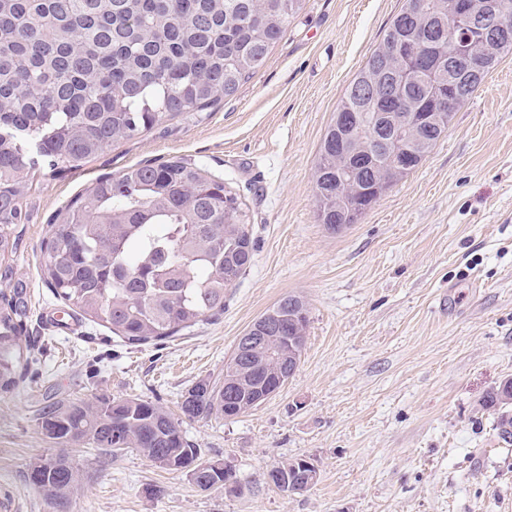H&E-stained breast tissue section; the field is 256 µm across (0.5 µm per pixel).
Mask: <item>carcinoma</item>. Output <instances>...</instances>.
Returning a JSON list of instances; mask_svg holds the SVG:
<instances>
[{
  "instance_id": "carcinoma-1",
  "label": "carcinoma",
  "mask_w": 512,
  "mask_h": 512,
  "mask_svg": "<svg viewBox=\"0 0 512 512\" xmlns=\"http://www.w3.org/2000/svg\"><path fill=\"white\" fill-rule=\"evenodd\" d=\"M303 0H0V257L14 253L13 225L24 219L23 199L46 162L57 172L81 169L115 143L152 129L166 118L200 117L233 96L261 67L282 38ZM418 11L400 10L382 41L347 86L337 111L362 97L364 109L350 133L363 165L349 175L353 157L336 144V123L322 138L315 163V198L320 223L331 232L354 224L381 193L410 173L394 164L393 152L374 141L378 116L390 111L384 88L403 65L394 46L416 40L433 62L463 32L448 31L455 0H414ZM500 22L508 37L491 45L479 74L462 61L454 87L472 96L501 55L512 52V0ZM404 85L405 99L431 113L409 146L424 160L448 131L454 111L438 106V84ZM54 256L47 283L57 298L105 322L131 344L172 339L224 312L228 289L252 261L247 215L224 180L183 160L140 163L97 179L50 225ZM288 316V339L302 348L309 317L300 298L279 301ZM19 293L0 305V393L15 391L25 360ZM279 341L255 344L227 372L235 387L231 412L224 411V385L197 382L181 403L190 419L241 416L257 406L256 386L282 368ZM497 414L495 430L512 442V378L483 397ZM38 427L67 446L88 441L109 453L134 448L156 467L180 471L200 450L163 406L140 397L95 396L58 401L38 414ZM302 458L276 469L299 494ZM26 479L50 504L63 509L84 475L63 452L29 462ZM195 485L224 486V472L207 471Z\"/></svg>"
}]
</instances>
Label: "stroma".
Masks as SVG:
<instances>
[{
    "mask_svg": "<svg viewBox=\"0 0 512 512\" xmlns=\"http://www.w3.org/2000/svg\"><path fill=\"white\" fill-rule=\"evenodd\" d=\"M404 0H305L264 64L203 117L180 116L114 144L77 171L37 173L0 259L21 291L30 351L0 394V512H53L27 464L58 445L36 411L55 401L141 397L179 413L188 389L224 378L240 336L288 295L309 324L295 375L235 419H183L205 461L241 493L200 490L136 450L69 447L85 480L69 512H512V445L481 399L512 377V54L502 56L414 172L358 223L317 219L314 165L348 86ZM182 159L222 178L249 217L250 267L222 314L174 340L125 344L69 313L45 279L55 217L96 179ZM307 457L308 491L266 476Z\"/></svg>",
    "mask_w": 512,
    "mask_h": 512,
    "instance_id": "obj_1",
    "label": "stroma"
}]
</instances>
